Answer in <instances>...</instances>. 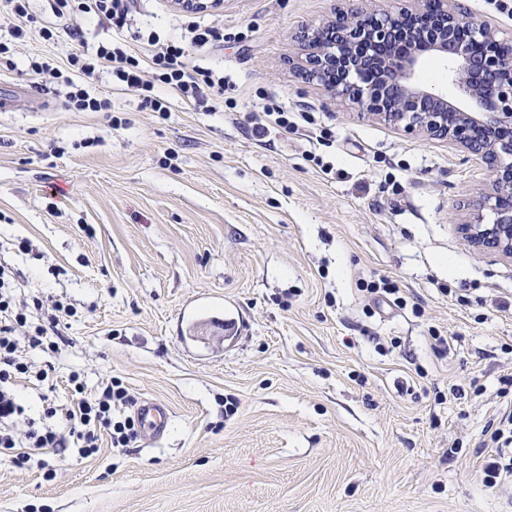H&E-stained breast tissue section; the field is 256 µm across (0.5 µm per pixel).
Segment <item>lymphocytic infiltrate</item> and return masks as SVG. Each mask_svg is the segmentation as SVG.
Returning <instances> with one entry per match:
<instances>
[{
    "instance_id": "1",
    "label": "lymphocytic infiltrate",
    "mask_w": 512,
    "mask_h": 512,
    "mask_svg": "<svg viewBox=\"0 0 512 512\" xmlns=\"http://www.w3.org/2000/svg\"><path fill=\"white\" fill-rule=\"evenodd\" d=\"M30 0H0V67L13 69L17 44L30 37ZM131 0H52L51 14L41 24L40 39L71 40L65 61L51 56L32 59L30 70L64 92L71 110L108 112L110 99L91 94L90 85L109 75L115 89L137 93L142 106L165 113L169 96L216 110L224 103L223 70L194 63L190 52L223 39L214 26L187 17L180 36L160 38L155 31L135 29ZM91 22L115 30L116 41L89 45L81 25ZM70 305L37 291L21 296L12 270L0 264V458L17 469L44 466L47 459L74 451L91 456L101 437L112 447L130 450L140 436L134 397L121 380L88 390L79 373H71L68 407L52 394L56 368L52 362L66 343L62 326L72 316ZM43 353L45 361L34 358ZM26 385L39 390L42 410L31 417L17 392Z\"/></svg>"
}]
</instances>
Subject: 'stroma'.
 <instances>
[{
    "label": "stroma",
    "mask_w": 512,
    "mask_h": 512,
    "mask_svg": "<svg viewBox=\"0 0 512 512\" xmlns=\"http://www.w3.org/2000/svg\"><path fill=\"white\" fill-rule=\"evenodd\" d=\"M335 4L206 11L224 32L198 56L224 71L217 112L159 114L105 76L111 111L74 112L27 70L67 42L17 46L0 83L41 97L0 109V259L78 311L56 400L76 369L171 419L130 451L105 437L51 460L50 480L0 459V512H512V483L484 481L512 411V259L459 230L488 170L289 68L292 35ZM132 9L180 30L173 0ZM272 103L302 118L255 140L249 117ZM383 279L405 307L363 292Z\"/></svg>",
    "instance_id": "obj_1"
}]
</instances>
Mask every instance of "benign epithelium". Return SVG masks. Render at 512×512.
Returning a JSON list of instances; mask_svg holds the SVG:
<instances>
[{
    "label": "benign epithelium",
    "mask_w": 512,
    "mask_h": 512,
    "mask_svg": "<svg viewBox=\"0 0 512 512\" xmlns=\"http://www.w3.org/2000/svg\"><path fill=\"white\" fill-rule=\"evenodd\" d=\"M294 41L290 69L337 104L479 158L489 183L462 232L475 250L512 259V33L467 15L457 0H394L388 9L338 8ZM426 55L448 62L468 105L420 82Z\"/></svg>",
    "instance_id": "1"
}]
</instances>
